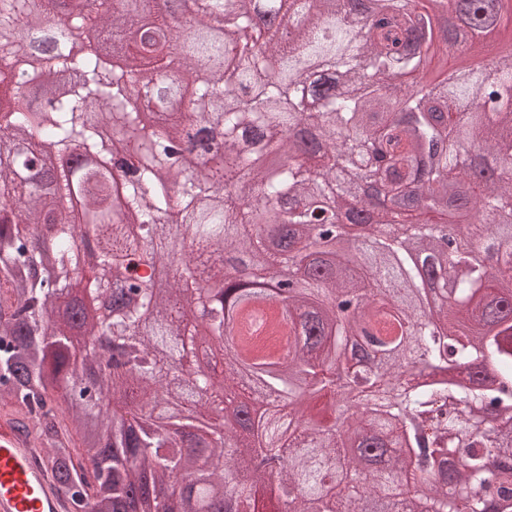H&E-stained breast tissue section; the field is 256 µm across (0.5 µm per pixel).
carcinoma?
Returning <instances> with one entry per match:
<instances>
[{
    "instance_id": "obj_1",
    "label": "carcinoma",
    "mask_w": 512,
    "mask_h": 512,
    "mask_svg": "<svg viewBox=\"0 0 512 512\" xmlns=\"http://www.w3.org/2000/svg\"><path fill=\"white\" fill-rule=\"evenodd\" d=\"M72 2L46 28L38 0H0V71L17 101L0 114V210L23 215L0 220V405L35 422L72 512H204L215 487L236 512H281L283 501L365 512L371 497L384 512H486L512 500V57L421 83L422 44L482 49L427 27L424 0H390L364 22L356 0H194L186 24L157 14L155 36L129 43L141 0ZM447 2L479 32L512 22V0ZM282 12L299 20L290 37L271 25L254 37L256 18ZM79 29L123 48L129 72L94 45L71 52ZM197 58L216 68L188 105L131 104L132 80L150 79L138 62L175 75V100ZM47 71L71 80L36 105ZM206 125L224 130L222 162L173 158V143ZM105 126L137 162L124 189L135 231L87 170L46 159L105 153ZM365 180L382 200L357 273L340 217L365 206ZM450 180L469 189L462 251L434 237ZM76 192L81 224L69 220ZM174 202L181 224L167 219ZM126 259L175 266L170 288L120 278ZM244 259L270 281L226 275ZM289 267L296 290L280 280ZM80 271L111 319L51 318ZM254 308L288 337V363L244 333ZM76 324L112 338L116 355L75 346ZM205 346L224 356L219 381L199 368ZM338 362L356 403L342 432ZM269 393L264 416L246 417ZM356 448L375 469L349 492Z\"/></svg>"
}]
</instances>
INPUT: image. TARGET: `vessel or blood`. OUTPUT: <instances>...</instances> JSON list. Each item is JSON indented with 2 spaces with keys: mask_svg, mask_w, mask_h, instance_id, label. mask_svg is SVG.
I'll return each mask as SVG.
<instances>
[{
  "mask_svg": "<svg viewBox=\"0 0 512 512\" xmlns=\"http://www.w3.org/2000/svg\"><path fill=\"white\" fill-rule=\"evenodd\" d=\"M43 455L33 421L0 409V512H68V498Z\"/></svg>",
  "mask_w": 512,
  "mask_h": 512,
  "instance_id": "obj_1",
  "label": "vessel or blood"
}]
</instances>
